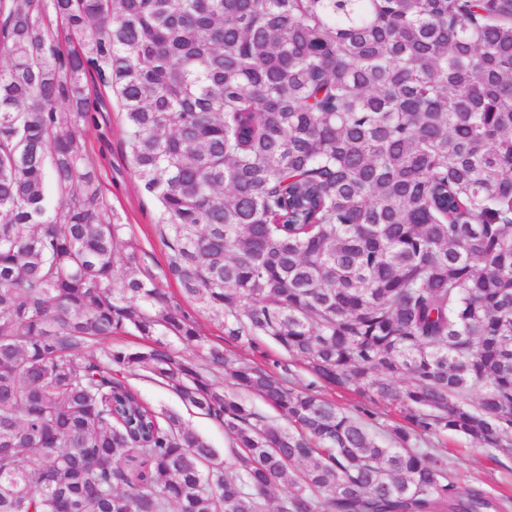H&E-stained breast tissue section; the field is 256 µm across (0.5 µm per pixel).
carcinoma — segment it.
<instances>
[{
  "label": "carcinoma",
  "mask_w": 512,
  "mask_h": 512,
  "mask_svg": "<svg viewBox=\"0 0 512 512\" xmlns=\"http://www.w3.org/2000/svg\"><path fill=\"white\" fill-rule=\"evenodd\" d=\"M93 73L164 278L288 363L115 285L136 244L84 148ZM141 370L224 454L118 379ZM442 430L512 457V0H0V512H267L278 486L274 512H507L418 446ZM224 348L236 352L243 359H252L259 363L269 362L272 364V360L288 362V356L273 341L266 338L259 342V348L235 342L224 344Z\"/></svg>",
  "instance_id": "1"
}]
</instances>
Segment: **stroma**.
I'll return each mask as SVG.
<instances>
[{
    "label": "stroma",
    "mask_w": 512,
    "mask_h": 512,
    "mask_svg": "<svg viewBox=\"0 0 512 512\" xmlns=\"http://www.w3.org/2000/svg\"><path fill=\"white\" fill-rule=\"evenodd\" d=\"M88 88L96 101V122L88 128L85 143L97 166L101 194L121 216L128 234L137 243L135 268L138 274L161 275L166 265V251L156 234L159 205L142 189L134 175L120 102L98 78H89ZM125 382L153 407L179 415L212 448L219 451L228 448L221 425L185 406L152 374L141 371L126 377ZM425 441L429 447L447 450L458 489L479 486L496 496H512V459L491 456L486 450L447 431L427 435Z\"/></svg>",
    "instance_id": "35a3bbf8"
}]
</instances>
